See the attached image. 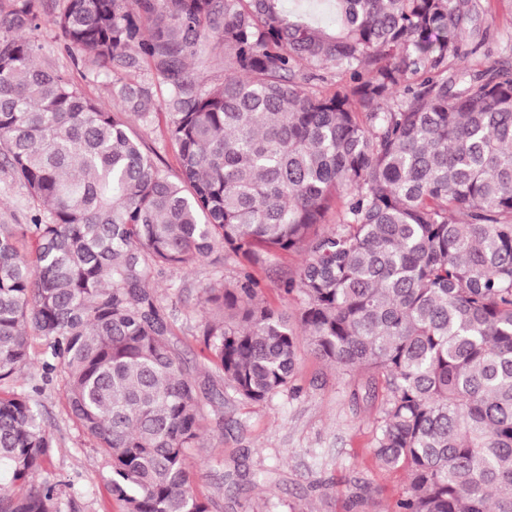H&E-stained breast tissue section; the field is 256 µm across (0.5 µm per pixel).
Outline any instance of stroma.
<instances>
[{
	"mask_svg": "<svg viewBox=\"0 0 512 512\" xmlns=\"http://www.w3.org/2000/svg\"><path fill=\"white\" fill-rule=\"evenodd\" d=\"M32 3L40 23L34 33L40 45L38 62L67 73L87 98L109 106L115 79H152L145 66L104 73L75 65V50L65 47L51 23L65 0ZM480 4L475 27L465 31L463 44L471 46L476 32H484L488 54L480 60L465 56L451 66L456 70H473L480 64L512 69V0H480ZM130 125L155 161L170 175H177V154L164 136L162 114H155L149 122L131 119ZM33 212L26 189L0 167V224L29 223ZM304 259L303 253L289 252L256 267L238 259L204 262L190 271L173 269L152 279L171 317L181 355L199 382L218 390L223 387L203 350L202 329L208 311L200 302L202 284L221 279L232 285L251 274L259 299L292 315L298 300L284 294L280 286L296 275ZM30 354L26 380L41 388L40 411L53 439L43 474L60 481L62 512H122L121 503L110 492L112 461L70 414L63 374L45 376L40 339H33ZM298 359L293 392L257 403L225 392L223 420L208 416L200 447L188 454L194 492L214 499L217 512H233L235 504L245 500L258 508L272 507L273 512H392L404 491L406 473L378 466L370 452L383 391H376L371 399H353V391L363 382L361 376L325 364L305 343L299 346ZM232 460L243 470L264 473V480L227 489L221 480L222 464ZM363 487L370 493L364 501H356Z\"/></svg>",
	"mask_w": 512,
	"mask_h": 512,
	"instance_id": "1",
	"label": "stroma"
}]
</instances>
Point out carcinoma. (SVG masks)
Here are the masks:
<instances>
[{
    "mask_svg": "<svg viewBox=\"0 0 512 512\" xmlns=\"http://www.w3.org/2000/svg\"><path fill=\"white\" fill-rule=\"evenodd\" d=\"M329 6L331 26L283 0H66L52 24L83 64L156 74L113 84L119 110L36 64L30 0L0 11V162L38 206L0 224V386L41 337L123 512H215L188 466L202 387L150 280L219 250L305 253L295 317L248 274L202 287L237 399L290 388L304 336L383 384L371 453L407 472L394 512H512V70L448 74L473 0ZM329 65L349 79L323 91ZM157 105L174 179L126 118ZM51 448L31 396L0 395V466L26 487L0 512H60L59 484L34 483Z\"/></svg>",
    "mask_w": 512,
    "mask_h": 512,
    "instance_id": "obj_1",
    "label": "carcinoma"
}]
</instances>
